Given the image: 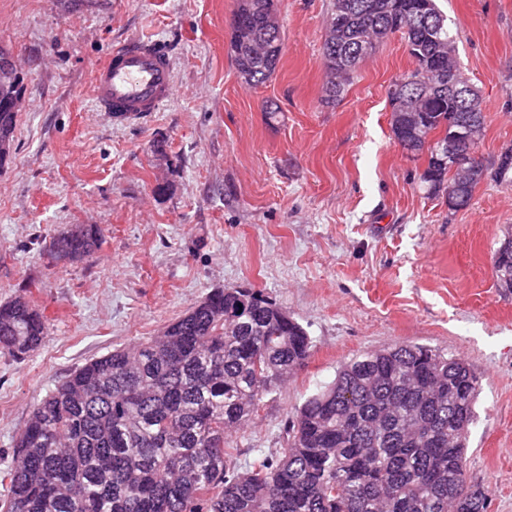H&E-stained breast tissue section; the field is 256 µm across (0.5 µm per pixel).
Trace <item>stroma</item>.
<instances>
[{"label":"stroma","instance_id":"1","mask_svg":"<svg viewBox=\"0 0 512 512\" xmlns=\"http://www.w3.org/2000/svg\"><path fill=\"white\" fill-rule=\"evenodd\" d=\"M480 93L481 152L512 146V0H441ZM237 0H0V49L24 108L0 172V300L25 290L50 324L21 359L0 354V469L35 402L76 367L158 335L215 288L261 290L313 341L304 367L233 432L238 465L280 453L295 408L355 355L395 344L461 358L479 383L466 475L488 512H512V290L493 257L512 228V179L471 205L428 196L421 159L391 133L388 90L413 68L401 35L325 103L330 0H280L284 50L247 85L231 52ZM128 39L168 49L174 89L125 123L96 111L93 71ZM278 106L268 116L267 103ZM73 224L105 231L72 264L46 254Z\"/></svg>","mask_w":512,"mask_h":512}]
</instances>
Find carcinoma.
<instances>
[{"label": "carcinoma", "mask_w": 512, "mask_h": 512, "mask_svg": "<svg viewBox=\"0 0 512 512\" xmlns=\"http://www.w3.org/2000/svg\"><path fill=\"white\" fill-rule=\"evenodd\" d=\"M279 0H238L231 47L246 83L264 84L283 53L282 27L267 18ZM437 0H332L322 54L327 101L343 97L359 64L399 33L415 67L389 89L394 139L425 156L420 183L432 197L469 207L480 173L464 180L440 163L448 118L486 127L448 94L469 90L456 35L436 26ZM18 113L0 105V173L11 161ZM434 142L410 138L417 126ZM512 173V148L491 163ZM97 224L51 238L57 261L99 249ZM497 281H512V238L494 255ZM253 288H217L159 336L76 368L33 407L3 473V512H488L489 490L465 480L478 381L460 358L422 345L362 353L309 396L287 427L280 456L261 454L241 472L226 432L249 422L263 399L306 363L312 341L293 317ZM48 335L26 290L0 302V353L22 358Z\"/></svg>", "instance_id": "carcinoma-1"}]
</instances>
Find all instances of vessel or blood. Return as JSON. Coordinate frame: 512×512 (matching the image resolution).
I'll return each mask as SVG.
<instances>
[{
    "label": "vessel or blood",
    "instance_id": "vessel-or-blood-1",
    "mask_svg": "<svg viewBox=\"0 0 512 512\" xmlns=\"http://www.w3.org/2000/svg\"><path fill=\"white\" fill-rule=\"evenodd\" d=\"M173 92L172 63L160 41L113 47L95 71L89 95L97 111L121 122L159 111Z\"/></svg>",
    "mask_w": 512,
    "mask_h": 512
}]
</instances>
